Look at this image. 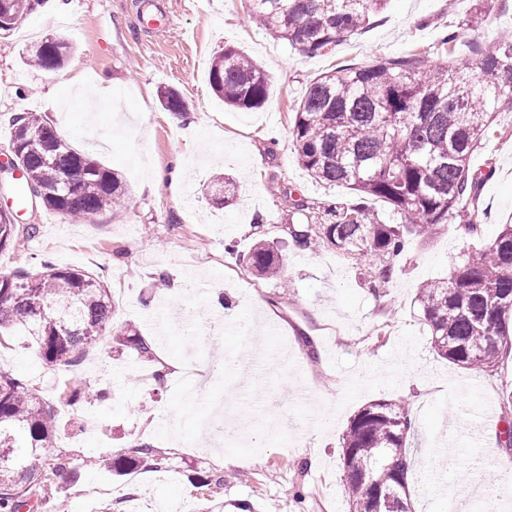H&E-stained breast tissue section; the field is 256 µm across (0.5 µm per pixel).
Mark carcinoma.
<instances>
[{"label":"carcinoma","mask_w":512,"mask_h":512,"mask_svg":"<svg viewBox=\"0 0 512 512\" xmlns=\"http://www.w3.org/2000/svg\"><path fill=\"white\" fill-rule=\"evenodd\" d=\"M41 0H0L9 32ZM390 0H250L251 16L274 40L304 57L325 53L368 26ZM73 46L49 36L33 43L28 61L49 71L62 67ZM209 81L224 103L256 109L266 102L271 80L260 64L226 46L213 59ZM162 107L188 111L174 89L160 92ZM512 101V39L495 38L472 65H426L417 55L338 68L313 80L295 112L296 162L328 185H343L350 201L319 210L318 224H291V248L332 247L350 259L373 258L371 283L385 284L411 235L425 237L473 199L486 175L470 167L495 114ZM11 147L20 153L24 192H40L41 204L67 220H88L120 208L128 191L118 174L75 149L37 112L13 118ZM382 201L399 224L371 218ZM15 217L0 211V251L16 246ZM246 268L259 277L284 276L281 254L257 243ZM422 321L437 355L466 370L495 372L512 358V224L490 244L467 254L448 280H432L416 295ZM28 336L49 366L76 368L86 351L104 344L129 346L146 364L153 345L131 325L119 324L115 302L98 279L39 261L34 272L0 275V337ZM112 397L106 386L70 387L72 404H99ZM502 411L498 450L512 455V387L499 394ZM59 428L55 408L40 391L0 368V512H21L29 491L45 490L69 463L48 454ZM411 419L403 404L369 402L349 420L341 461L348 512H412L411 480L404 459ZM143 465L158 470L164 459L145 443H131L106 466L122 475Z\"/></svg>","instance_id":"carcinoma-1"}]
</instances>
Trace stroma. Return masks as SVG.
Returning a JSON list of instances; mask_svg holds the SVG:
<instances>
[{
  "instance_id": "35a3bbf8",
  "label": "stroma",
  "mask_w": 512,
  "mask_h": 512,
  "mask_svg": "<svg viewBox=\"0 0 512 512\" xmlns=\"http://www.w3.org/2000/svg\"><path fill=\"white\" fill-rule=\"evenodd\" d=\"M248 10L247 0H81L61 24L56 0H45L26 25L63 33L75 45L54 71L24 64L28 43L19 31L0 34V161L9 152L11 118L37 112L75 149L92 151L118 173L129 198L126 211H105L88 223L29 204L19 225L37 231L23 250L0 251V273L32 270L34 258L45 257L93 274L111 289L117 321L133 324L157 360L197 364L207 378L192 402L191 382L176 374L161 390L135 384L133 349L113 356L90 349L74 373L44 364L27 337H9L0 367L53 402L64 423L53 443L72 468L57 477L53 497L31 494V512H168L175 502L185 512H348L341 437L350 417L378 399L408 407L415 469L441 478L437 486L417 483L415 512H447L451 499L460 512H483L484 501L462 476L487 483L512 475L497 448L495 409L512 364L491 374L437 356L415 296L512 224V107L503 106L471 156L474 168H494L473 209L413 239L394 279L378 288L368 259L349 260L331 247L287 248L289 225L305 221L294 200L318 207L348 197L347 189L316 182L297 166L291 130L313 79L423 50L429 65L443 63L435 51L443 34L478 14L482 37L456 48L459 62H474L495 33L512 32V0H390L361 33L312 58L274 42ZM148 13L168 28L149 30ZM228 45L271 76L262 107L225 105L210 87L212 60ZM74 77L113 86L115 101H73L61 111ZM167 86L189 102L187 114L161 107L159 90ZM190 125L196 136L188 141L183 130ZM175 161L184 167L178 191L151 189L152 168ZM225 172L235 178L236 200L218 209L207 191ZM474 214L483 222L478 236L464 231ZM263 240L283 241L287 287L230 278ZM161 268L168 283L156 276ZM305 335L315 356L302 345ZM77 378L111 382L112 401L67 403L63 392ZM449 438L457 456L448 468L435 449ZM136 440L154 447L163 470L119 477L105 468Z\"/></svg>"
}]
</instances>
